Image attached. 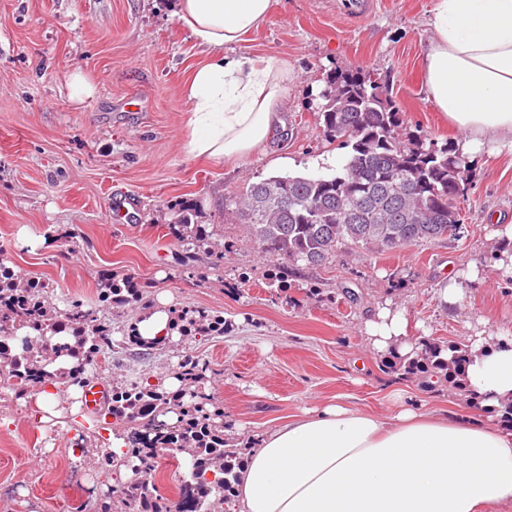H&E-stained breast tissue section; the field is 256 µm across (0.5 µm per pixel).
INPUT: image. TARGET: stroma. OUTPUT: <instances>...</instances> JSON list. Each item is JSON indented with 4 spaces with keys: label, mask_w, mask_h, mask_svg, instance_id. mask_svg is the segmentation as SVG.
Here are the masks:
<instances>
[{
    "label": "stroma",
    "mask_w": 512,
    "mask_h": 512,
    "mask_svg": "<svg viewBox=\"0 0 512 512\" xmlns=\"http://www.w3.org/2000/svg\"><path fill=\"white\" fill-rule=\"evenodd\" d=\"M173 3L0 0V262L49 282L46 300L58 308H98L103 278L131 277L141 300L109 312L122 334L162 295L170 310L223 317V336L117 355L95 377L162 378L183 356H198L211 366L202 389L223 408L226 434L245 441L339 394L382 417L399 398L435 409L454 401L483 416L458 390L387 369L390 357L370 351L364 322L387 307L403 313L416 341L459 343L483 321L512 333V277L495 267L501 231L512 226V149L468 155L463 229L443 242L348 246L311 267L262 253L232 212L235 196L270 176L341 169L348 151L326 139L317 118L319 94L339 67L377 78L404 132L461 140L425 91L431 0H377L358 27L337 17L336 0H271L239 50L292 67L285 128L247 159L221 162L187 151L183 88L202 55ZM75 72L96 88L80 104L66 86ZM116 193L130 201L119 223L110 217ZM185 206L210 233L211 251L169 234ZM452 276L460 296L449 306L440 291ZM74 431L85 435L87 456L73 455ZM111 446L81 408L67 402L36 423L0 387V512H87L88 489L102 496L113 486Z\"/></svg>",
    "instance_id": "35a3bbf8"
}]
</instances>
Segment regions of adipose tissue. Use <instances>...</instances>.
<instances>
[{
  "mask_svg": "<svg viewBox=\"0 0 512 512\" xmlns=\"http://www.w3.org/2000/svg\"><path fill=\"white\" fill-rule=\"evenodd\" d=\"M271 0H177L175 15L206 59L183 88L187 147L244 159L284 122L292 71L237 48ZM422 70L429 101L463 134L460 149L512 144V0H433ZM375 353L415 357L400 313L366 323ZM468 388L487 409L512 399V338L466 337ZM512 503V430L454 404L398 403L381 417L343 401L289 417L258 435L231 512H495Z\"/></svg>",
  "mask_w": 512,
  "mask_h": 512,
  "instance_id": "obj_1",
  "label": "adipose tissue"
}]
</instances>
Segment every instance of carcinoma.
I'll return each mask as SVG.
<instances>
[{"label":"carcinoma","instance_id":"obj_1","mask_svg":"<svg viewBox=\"0 0 512 512\" xmlns=\"http://www.w3.org/2000/svg\"><path fill=\"white\" fill-rule=\"evenodd\" d=\"M318 119L325 136L349 149L341 170L330 176L278 175L250 185L238 201L237 213L247 224L261 252L284 255L307 266H320L346 245L373 246L382 251L411 244L450 240L462 229L457 201L470 185V170L454 142H428L414 135L398 137L401 118L393 101L381 98L378 88L361 80V73L336 69L322 92ZM415 185L407 194L397 185ZM288 200V206L282 201ZM370 205L356 209L358 201ZM183 208L169 234L196 248L209 244V234L192 223ZM125 280L109 279L99 288L100 301L116 304L114 292L125 290ZM49 285L20 278L0 264V334L10 330L38 332L36 343L15 353L5 368L3 384L17 395L52 380L70 390L88 380L89 369L112 364V356L132 343L149 345L138 337L117 338L112 322L78 302L59 312L43 300ZM64 328L70 345L59 346L55 335ZM181 336H221L224 318L202 311H183L174 321ZM469 364L466 351L452 344H428L421 358L404 364L420 372L462 386ZM206 362L187 356L174 369L182 387L170 390L162 381H144L112 387L106 401L92 414L127 425V452L106 455L132 476L95 502L96 512H211L215 502L233 493L244 458L235 441L224 438V411L201 391L207 378ZM178 414V424L157 426V417ZM184 454L191 463L188 478L178 487V500L153 494L147 477L155 472L157 450ZM222 478L208 482L206 473Z\"/></svg>","mask_w":512,"mask_h":512}]
</instances>
